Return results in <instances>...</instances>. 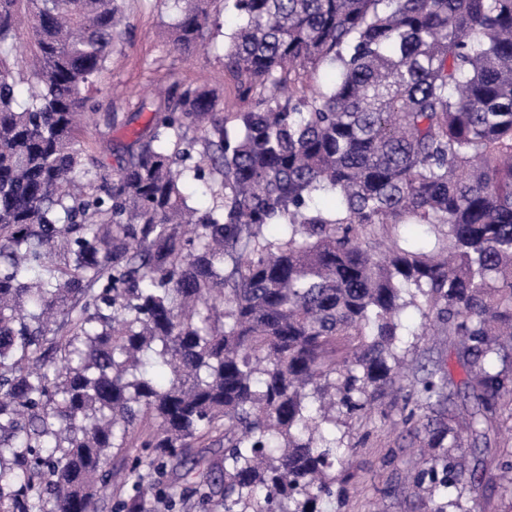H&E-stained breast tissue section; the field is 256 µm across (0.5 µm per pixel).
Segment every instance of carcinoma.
I'll list each match as a JSON object with an SVG mask.
<instances>
[{
	"label": "carcinoma",
	"instance_id": "cac0c4a2",
	"mask_svg": "<svg viewBox=\"0 0 512 512\" xmlns=\"http://www.w3.org/2000/svg\"><path fill=\"white\" fill-rule=\"evenodd\" d=\"M229 1L224 66L251 107L176 89L113 169L82 135L119 0H0V512H97L135 432L137 489L168 466L224 512H322L347 495L336 426L437 327L475 408L422 424L429 512L479 481L464 435L512 414V0ZM174 2L188 55L208 0ZM185 180L219 201L189 205ZM205 439L224 466L188 456ZM498 468L512 500V448Z\"/></svg>",
	"mask_w": 512,
	"mask_h": 512
}]
</instances>
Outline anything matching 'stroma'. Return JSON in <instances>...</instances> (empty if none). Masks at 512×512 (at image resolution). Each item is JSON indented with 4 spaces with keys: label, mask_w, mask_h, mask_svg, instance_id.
<instances>
[{
    "label": "stroma",
    "mask_w": 512,
    "mask_h": 512,
    "mask_svg": "<svg viewBox=\"0 0 512 512\" xmlns=\"http://www.w3.org/2000/svg\"><path fill=\"white\" fill-rule=\"evenodd\" d=\"M126 26L99 83L92 92L99 113L115 115L113 127L98 125L84 138L91 154H99L101 143L111 140L113 151L103 155L116 165L131 140L132 131L144 128L153 115L142 102L153 100L159 88L199 86L213 93L221 112L244 111L247 103L236 82L224 69V29L212 30L205 48L183 58L170 53L169 39L180 13L172 0H124ZM101 154V153H100ZM406 353L407 367L396 378V391L377 399L343 427V445L349 448L353 477L347 485L343 507L328 503L324 512H427L425 493L415 491L407 480L418 462L424 432L402 422L397 390H410L418 368L441 358L448 376L460 383L463 369L457 363L456 340L448 335L412 336ZM512 439V416L503 415L487 443L474 446L465 440L455 455L465 467L479 466L484 477L477 495H464L459 512H503L506 501L499 492L498 458L505 441Z\"/></svg>",
    "instance_id": "35a3bbf8"
}]
</instances>
